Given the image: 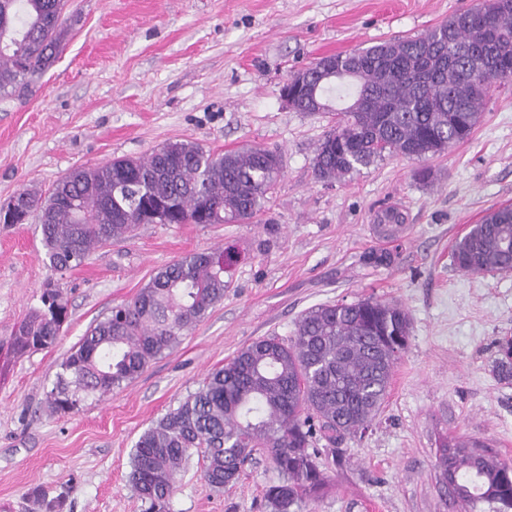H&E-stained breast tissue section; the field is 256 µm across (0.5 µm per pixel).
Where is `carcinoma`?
Wrapping results in <instances>:
<instances>
[{"instance_id": "carcinoma-1", "label": "carcinoma", "mask_w": 512, "mask_h": 512, "mask_svg": "<svg viewBox=\"0 0 512 512\" xmlns=\"http://www.w3.org/2000/svg\"><path fill=\"white\" fill-rule=\"evenodd\" d=\"M66 0H0V98L30 95L67 37ZM456 12L427 33L334 55L355 62L351 78L321 82L316 97L335 124L319 143L314 173L332 182L384 155L418 160L442 156L469 138L491 87L501 78L478 75L447 47L495 41L512 47V13L487 29ZM281 175L278 155L264 148L215 154L190 141H169L145 157H115L78 166L45 194L26 187L7 202L18 223L38 216L45 262L64 276L90 253L121 240L139 224L248 223L264 207ZM378 227L393 235L405 215L387 207ZM462 272H512V205L491 208L452 248ZM231 256L203 251L159 269L134 301L91 325L60 363L48 407L77 409L141 375L176 348L183 331L224 300ZM41 306L21 323L17 353L53 346L67 316L59 280L49 278ZM411 320L401 307L368 298L320 304L304 311L294 336L256 339L137 440L130 482L149 512H166L175 480L191 451L200 449L204 478L220 489L238 479L255 448H268L282 479L266 489L272 512H300L304 495L325 482L313 438L336 441L363 433L385 399L392 370L406 351ZM498 374L512 378V347L498 344ZM443 455L459 483L462 512H512V463L479 444L451 440Z\"/></svg>"}]
</instances>
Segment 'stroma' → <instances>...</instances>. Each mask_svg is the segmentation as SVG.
I'll return each mask as SVG.
<instances>
[{
	"mask_svg": "<svg viewBox=\"0 0 512 512\" xmlns=\"http://www.w3.org/2000/svg\"><path fill=\"white\" fill-rule=\"evenodd\" d=\"M481 0H67L58 60L32 97L0 102V202L42 192L78 165L140 157L169 140L214 153L277 152L282 172L251 223L141 224L61 281L69 318L51 348L14 356L10 338L39 306L44 262L35 219L0 224V512H145L129 482L139 436L243 346L289 340L305 310L373 298L409 315V346L364 436L317 440L325 484L302 512H461L440 480L451 438L512 462V380L494 371L512 337V273L467 274L455 240L489 208L512 204V82L494 85L468 140L427 162L387 157L318 181L333 125L281 97L317 58L426 33ZM429 182L417 178L420 167ZM406 221L389 241L375 215ZM232 248L224 299L139 377L70 413L46 407L59 365L90 325L134 300L159 268ZM388 252L390 263L366 257ZM192 451L168 512H271L279 482L259 448L217 490Z\"/></svg>",
	"mask_w": 512,
	"mask_h": 512,
	"instance_id": "stroma-1",
	"label": "stroma"
}]
</instances>
